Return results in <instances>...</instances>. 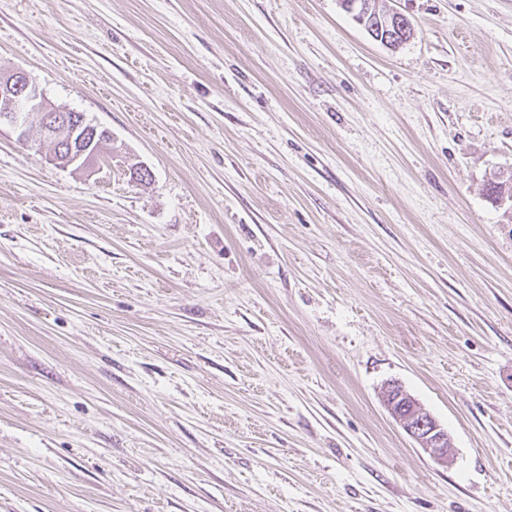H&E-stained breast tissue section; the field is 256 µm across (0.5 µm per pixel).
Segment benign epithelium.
Segmentation results:
<instances>
[{
  "label": "benign epithelium",
  "instance_id": "benign-epithelium-1",
  "mask_svg": "<svg viewBox=\"0 0 512 512\" xmlns=\"http://www.w3.org/2000/svg\"><path fill=\"white\" fill-rule=\"evenodd\" d=\"M341 7L355 14L358 23L378 22L386 31L385 43L393 48L405 43L404 32L410 20L393 11H378L373 0H339ZM33 112L41 114L39 123L30 122ZM0 126H8L25 146L51 143L48 160L61 167L84 168L93 164L105 144H112L110 131H98L93 123L76 111L49 103L28 75L15 69L0 75ZM386 404L403 430L418 447L437 463L448 466L453 462L448 431L428 414L422 405L401 387L393 385L387 391Z\"/></svg>",
  "mask_w": 512,
  "mask_h": 512
}]
</instances>
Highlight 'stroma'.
<instances>
[{
	"label": "stroma",
	"instance_id": "1",
	"mask_svg": "<svg viewBox=\"0 0 512 512\" xmlns=\"http://www.w3.org/2000/svg\"><path fill=\"white\" fill-rule=\"evenodd\" d=\"M378 2L0 0V512H512V0ZM339 3L347 12L354 13L355 19L360 24H364L366 20L368 23L377 21L379 28L386 31L384 42L390 47L396 48L406 42V36L403 33L411 27V22L405 15L393 10H383L379 13L377 7H373V0H339ZM384 31L381 34L379 30L376 31L377 37L380 36L382 42ZM408 31L407 39L411 37L412 29ZM32 112L41 114L38 124L30 122ZM0 126L13 129L27 147L51 143L48 160L61 167H87L97 160L105 141L112 146L110 131L99 133L86 115L49 103L20 69L0 73ZM386 404L419 448L443 466L448 467L453 462L454 448L450 447L447 430L414 397L400 386L392 385L387 391Z\"/></svg>",
	"mask_w": 512,
	"mask_h": 512
}]
</instances>
